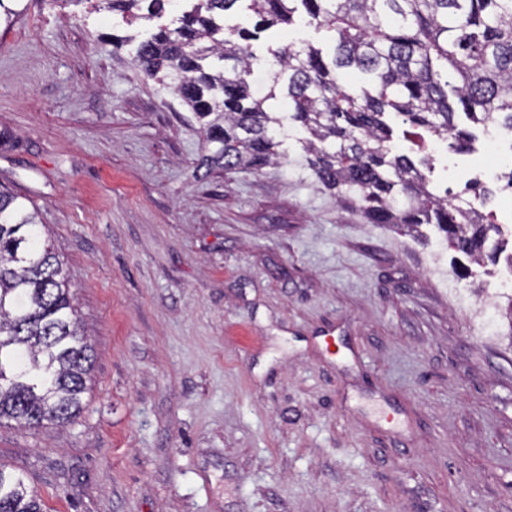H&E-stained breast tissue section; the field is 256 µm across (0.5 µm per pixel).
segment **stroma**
<instances>
[{
    "label": "stroma",
    "instance_id": "35a3bbf8",
    "mask_svg": "<svg viewBox=\"0 0 512 512\" xmlns=\"http://www.w3.org/2000/svg\"><path fill=\"white\" fill-rule=\"evenodd\" d=\"M0 30V185L35 210L94 349L82 408L0 424L47 512H512L504 263L433 227L366 223L304 167L197 176L199 126L102 32L97 0H21ZM332 52L304 24L253 44ZM428 144L434 183L512 169V143ZM482 316L474 330V316Z\"/></svg>",
    "mask_w": 512,
    "mask_h": 512
}]
</instances>
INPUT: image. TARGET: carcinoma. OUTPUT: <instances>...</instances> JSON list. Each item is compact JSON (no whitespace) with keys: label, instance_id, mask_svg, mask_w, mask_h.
<instances>
[{"label":"carcinoma","instance_id":"cac0c4a2","mask_svg":"<svg viewBox=\"0 0 512 512\" xmlns=\"http://www.w3.org/2000/svg\"><path fill=\"white\" fill-rule=\"evenodd\" d=\"M0 0V27L20 14ZM174 27L139 41L132 63L167 85L204 131L197 168L260 171L282 159L283 117L306 132L303 160L317 184L371 224L416 231L434 225L479 264L500 233L484 211L490 190L471 179L464 194L438 196L427 159L392 151L394 114L417 137L448 151L471 147L464 118L512 130V0H248L256 21L225 36L224 17L243 0H192ZM103 9L151 25L174 0H102ZM307 25L335 35L332 55L311 44L274 53L279 71L262 93L252 84L251 41L272 28ZM364 84L351 85L347 75ZM36 214L0 191V423L63 425L82 406L93 350L81 333L63 263L35 230ZM0 512H44L37 492L0 466Z\"/></svg>","mask_w":512,"mask_h":512}]
</instances>
